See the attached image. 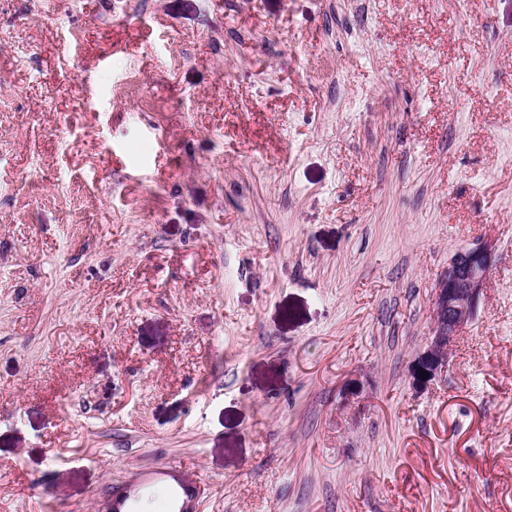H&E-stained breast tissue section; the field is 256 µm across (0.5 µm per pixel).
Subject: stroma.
Returning a JSON list of instances; mask_svg holds the SVG:
<instances>
[{
  "label": "stroma",
  "instance_id": "35a3bbf8",
  "mask_svg": "<svg viewBox=\"0 0 512 512\" xmlns=\"http://www.w3.org/2000/svg\"><path fill=\"white\" fill-rule=\"evenodd\" d=\"M157 470L198 512H512V0H0V512ZM495 256V244L483 240L457 252L437 282L434 292L433 322L428 348L412 371L413 384L425 387L448 370V356L460 332L473 318ZM420 372H427L423 380Z\"/></svg>",
  "mask_w": 512,
  "mask_h": 512
}]
</instances>
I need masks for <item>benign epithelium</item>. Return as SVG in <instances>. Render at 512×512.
<instances>
[{
	"mask_svg": "<svg viewBox=\"0 0 512 512\" xmlns=\"http://www.w3.org/2000/svg\"><path fill=\"white\" fill-rule=\"evenodd\" d=\"M494 256V242L483 240L457 252L449 261L434 292L428 348L412 371L415 386L425 387L448 370V356L460 332L476 312ZM424 372L428 373L426 379L422 376Z\"/></svg>",
	"mask_w": 512,
	"mask_h": 512,
	"instance_id": "benign-epithelium-1",
	"label": "benign epithelium"
}]
</instances>
